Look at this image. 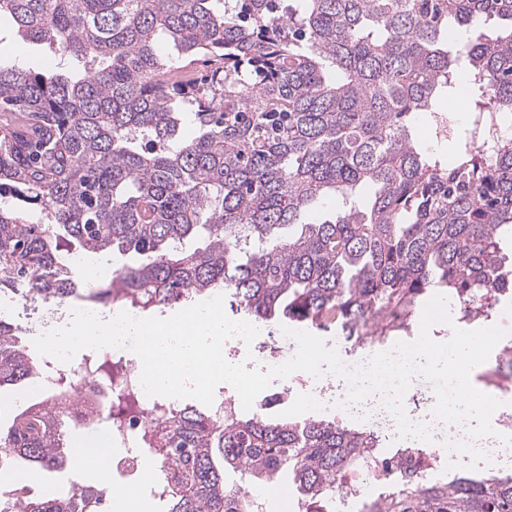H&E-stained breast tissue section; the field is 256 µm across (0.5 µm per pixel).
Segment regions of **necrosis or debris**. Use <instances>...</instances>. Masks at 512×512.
<instances>
[{"label": "necrosis or debris", "mask_w": 512, "mask_h": 512, "mask_svg": "<svg viewBox=\"0 0 512 512\" xmlns=\"http://www.w3.org/2000/svg\"><path fill=\"white\" fill-rule=\"evenodd\" d=\"M129 374L124 379L102 377L90 365L81 363H61L46 358L42 371L37 375L35 388L46 395H59L58 406L64 419L75 431H87L83 445L97 451V458L113 479L124 487L148 485L155 498H164L160 481L148 480L143 461L139 456L129 454L131 444L139 442L145 425L154 423L157 398L147 396L140 383L141 363L131 360L127 363ZM302 391L300 402L310 408H328L335 402L346 399L349 385L341 377L325 374L321 378L303 375L300 379ZM134 393L141 410L138 422L129 425H91L92 417L110 410L117 398ZM436 396L432 388L415 386L409 388L403 399L405 414L409 421L428 426L435 441L432 445L435 460L449 461L452 458L446 445L469 439L468 424H445L432 414ZM351 413L369 429L378 432L390 445L397 448L415 446L412 438H398V421L385 408L380 395L373 394L362 402L351 405Z\"/></svg>", "instance_id": "obj_1"}]
</instances>
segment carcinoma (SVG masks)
Segmentation results:
<instances>
[{
	"label": "carcinoma",
	"instance_id": "1",
	"mask_svg": "<svg viewBox=\"0 0 512 512\" xmlns=\"http://www.w3.org/2000/svg\"><path fill=\"white\" fill-rule=\"evenodd\" d=\"M1 16L55 64H0V196L39 212L0 202V294L149 313L222 291L257 322L333 327L352 348L410 333L433 292L459 324L491 315L512 240V136L490 134L512 124V0H0ZM488 16L508 25L478 27ZM201 54L213 67L199 78ZM462 84L479 100L446 160L414 120ZM327 195L341 207L306 221ZM79 251L136 261L90 288ZM35 373L22 328L0 317V389ZM157 412L142 446L166 512H263L251 486L327 512L365 470L381 492L361 512H512V474L432 480L425 449L382 451L334 419L229 399L222 418ZM72 448L41 397L0 429V469L61 471ZM25 491L19 512H72L69 495Z\"/></svg>",
	"mask_w": 512,
	"mask_h": 512
}]
</instances>
